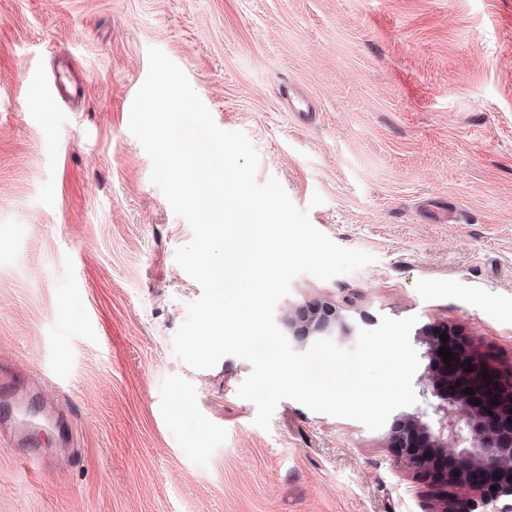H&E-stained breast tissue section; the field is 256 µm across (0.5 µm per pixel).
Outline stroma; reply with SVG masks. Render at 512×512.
<instances>
[{
  "instance_id": "35a3bbf8",
  "label": "stroma",
  "mask_w": 512,
  "mask_h": 512,
  "mask_svg": "<svg viewBox=\"0 0 512 512\" xmlns=\"http://www.w3.org/2000/svg\"><path fill=\"white\" fill-rule=\"evenodd\" d=\"M151 47L248 136L258 182L375 257L292 281L275 321L295 351L314 338L291 317L327 306L343 348L416 317L419 374L443 323L512 369V0H0V375L48 461L0 435V512H433L385 430L290 399L261 429L247 361L176 357L201 288L129 131ZM437 198L454 220L422 219Z\"/></svg>"
}]
</instances>
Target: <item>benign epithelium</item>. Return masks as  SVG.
Returning <instances> with one entry per match:
<instances>
[{"label": "benign epithelium", "mask_w": 512, "mask_h": 512, "mask_svg": "<svg viewBox=\"0 0 512 512\" xmlns=\"http://www.w3.org/2000/svg\"><path fill=\"white\" fill-rule=\"evenodd\" d=\"M303 322L309 332L327 333L335 312H313ZM424 345L430 371L422 403L402 413L388 432L396 463L442 489L434 512H512V502H505L512 497V376L490 368L446 326ZM444 346L454 352L448 365L439 356ZM458 382L461 386L448 392V385ZM467 388L474 394L464 393Z\"/></svg>", "instance_id": "1"}]
</instances>
